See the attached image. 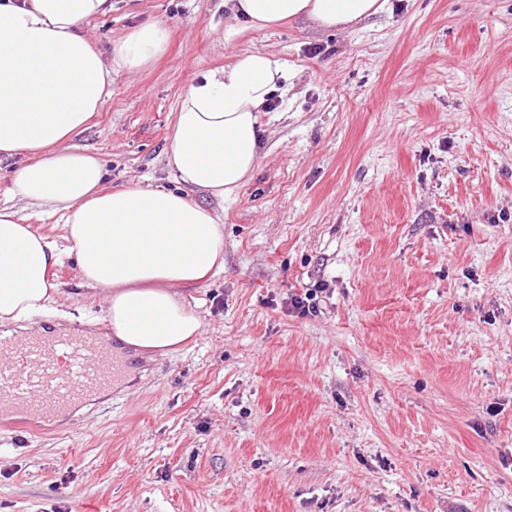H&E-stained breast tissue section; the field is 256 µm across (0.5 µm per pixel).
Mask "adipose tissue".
I'll return each instance as SVG.
<instances>
[{
  "mask_svg": "<svg viewBox=\"0 0 512 512\" xmlns=\"http://www.w3.org/2000/svg\"><path fill=\"white\" fill-rule=\"evenodd\" d=\"M232 40L241 27L288 20L336 29L383 12V0H227ZM112 0H0V155L23 154L16 203L0 205V325L50 314L49 270L76 254L85 286L104 295L112 335L145 352L177 350L198 335L199 316L180 289L224 266V227L200 193L228 202L259 164V114L283 92L286 66L246 51L208 71L181 97L167 143L179 191L126 184L103 190L95 153L71 146L109 96L112 74L136 72L160 56L166 32L144 24L95 48L85 23ZM59 215L56 242L36 232L23 208Z\"/></svg>",
  "mask_w": 512,
  "mask_h": 512,
  "instance_id": "ef3b65f1",
  "label": "adipose tissue"
}]
</instances>
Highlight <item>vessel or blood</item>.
Segmentation results:
<instances>
[{"instance_id": "1", "label": "vessel or blood", "mask_w": 512, "mask_h": 512, "mask_svg": "<svg viewBox=\"0 0 512 512\" xmlns=\"http://www.w3.org/2000/svg\"><path fill=\"white\" fill-rule=\"evenodd\" d=\"M119 370L92 336L60 334L0 341V420L19 412L47 422L108 390Z\"/></svg>"}]
</instances>
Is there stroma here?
I'll list each match as a JSON object with an SVG mask.
<instances>
[{
    "label": "stroma",
    "mask_w": 512,
    "mask_h": 512,
    "mask_svg": "<svg viewBox=\"0 0 512 512\" xmlns=\"http://www.w3.org/2000/svg\"><path fill=\"white\" fill-rule=\"evenodd\" d=\"M230 21L224 0H112L87 25L104 52L168 33L71 141L108 189H176L167 135L201 73L272 52L289 91L212 205L224 268L183 291L199 335L124 350L56 421L0 426V512H512V0H387L228 42ZM50 277L55 315L17 331L109 335L75 255Z\"/></svg>",
    "instance_id": "1"
}]
</instances>
